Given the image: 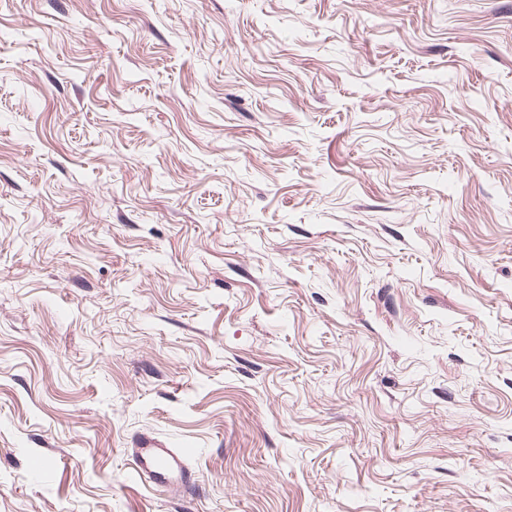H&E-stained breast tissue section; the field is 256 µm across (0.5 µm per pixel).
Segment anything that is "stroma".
I'll use <instances>...</instances> for the list:
<instances>
[{"instance_id": "stroma-1", "label": "stroma", "mask_w": 512, "mask_h": 512, "mask_svg": "<svg viewBox=\"0 0 512 512\" xmlns=\"http://www.w3.org/2000/svg\"><path fill=\"white\" fill-rule=\"evenodd\" d=\"M0 512H512V0H0ZM137 473L146 475L153 484L177 492L195 488V473L177 448L128 449Z\"/></svg>"}]
</instances>
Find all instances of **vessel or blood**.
I'll return each mask as SVG.
<instances>
[{
  "instance_id": "1",
  "label": "vessel or blood",
  "mask_w": 512,
  "mask_h": 512,
  "mask_svg": "<svg viewBox=\"0 0 512 512\" xmlns=\"http://www.w3.org/2000/svg\"><path fill=\"white\" fill-rule=\"evenodd\" d=\"M134 469L155 485L178 492L195 487V473L183 452L175 448H134L130 451Z\"/></svg>"
}]
</instances>
